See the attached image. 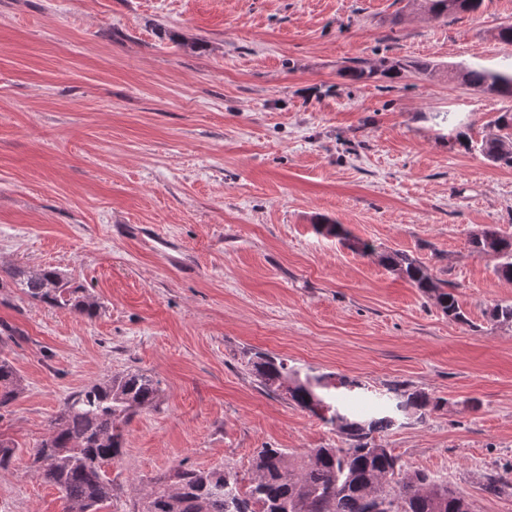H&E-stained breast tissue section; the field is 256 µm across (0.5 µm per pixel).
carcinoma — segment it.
Returning a JSON list of instances; mask_svg holds the SVG:
<instances>
[{"label": "carcinoma", "mask_w": 512, "mask_h": 512, "mask_svg": "<svg viewBox=\"0 0 512 512\" xmlns=\"http://www.w3.org/2000/svg\"><path fill=\"white\" fill-rule=\"evenodd\" d=\"M437 18L477 11L483 0H424ZM411 66L400 59H383L375 67L351 68L348 76L370 79L377 74L395 77ZM470 87L512 97V70L491 71L480 66L457 70ZM499 134L482 140L479 152L490 162L512 167V108L495 120ZM474 251L494 254L493 272L512 282V236L488 227L470 238ZM384 264L423 293L432 295L443 314L458 320L465 315L454 290L434 279L416 257L400 251L383 256ZM23 295L49 307H68L92 317L99 303L79 287H72L53 268L5 270ZM491 320L512 324V304H496ZM253 371L267 389L288 385L291 399L319 419L336 426L348 441L346 448H313L292 457L281 448L261 449L248 484L221 469L178 468L171 483L146 495L141 512H470L466 500L448 484L424 471L404 472L390 449L375 445L372 434L398 421L399 408L424 415L437 407L418 390L397 385L375 395L372 413L341 411L325 393V375H300L285 359L256 354ZM22 392V379L13 362L0 351V411ZM159 381L129 372L94 383L71 395L48 425V435L32 455L38 472L57 488L63 512H100L112 500L108 468L123 454L125 427L133 414L155 404Z\"/></svg>", "instance_id": "cac0c4a2"}]
</instances>
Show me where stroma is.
Wrapping results in <instances>:
<instances>
[{"instance_id": "1", "label": "stroma", "mask_w": 512, "mask_h": 512, "mask_svg": "<svg viewBox=\"0 0 512 512\" xmlns=\"http://www.w3.org/2000/svg\"><path fill=\"white\" fill-rule=\"evenodd\" d=\"M512 0L442 21L408 0H0V267H53L93 317L0 285V349L23 390L0 416L16 455L0 512H62L32 450L72 393L152 375L104 512H137L155 479L220 468L248 479L263 448H341L257 351L300 373L396 383L438 408L376 434L404 470L471 512H512V326L488 310L512 283L471 235H512V167L464 141L512 100L453 69L512 64ZM404 59L358 82L343 68ZM434 72L423 71V64ZM339 224L355 247L318 232ZM414 255L464 320L385 267Z\"/></svg>"}]
</instances>
